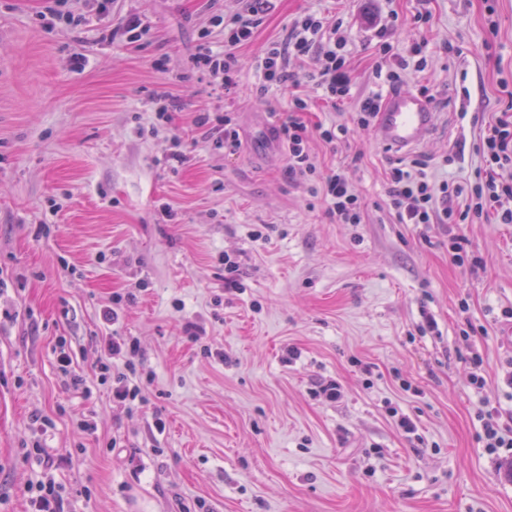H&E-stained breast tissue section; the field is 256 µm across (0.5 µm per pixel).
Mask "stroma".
Returning a JSON list of instances; mask_svg holds the SVG:
<instances>
[{"mask_svg": "<svg viewBox=\"0 0 512 512\" xmlns=\"http://www.w3.org/2000/svg\"><path fill=\"white\" fill-rule=\"evenodd\" d=\"M236 7L67 0L70 23L45 16L43 0H0V512H25L20 489L41 469L24 452L37 438L70 454L56 473L68 512H512V462L481 448L474 419L482 401L512 409V347L500 341L512 224L395 223L385 176L397 156L369 129L313 145L323 169L347 167L366 204L363 223H334L289 181L282 144L258 151L266 114L286 113L294 90L258 96L252 66L298 14L337 13L355 91L367 93L373 22L398 14L394 46L427 45L425 71L405 85L428 88L440 114L416 151L436 171L473 141V115L505 106L512 0H430L427 26L413 22L417 0H271L224 102L191 58L204 29L222 48L210 19ZM133 18L148 28L134 41ZM162 94L172 120L160 126ZM225 109L240 131L232 155L194 123ZM176 145L187 160L173 170L164 155ZM452 234L480 268L449 262ZM228 259L240 290L224 289ZM118 294L115 328L138 342L143 399L129 408L108 384L87 398L67 390L54 352L66 340L90 371ZM427 314L438 334L420 332ZM330 381L343 390L335 402L314 393ZM40 417L53 429L39 433Z\"/></svg>", "mask_w": 512, "mask_h": 512, "instance_id": "obj_1", "label": "stroma"}]
</instances>
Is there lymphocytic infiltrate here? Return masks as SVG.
I'll use <instances>...</instances> for the list:
<instances>
[{
  "instance_id": "obj_1",
  "label": "lymphocytic infiltrate",
  "mask_w": 512,
  "mask_h": 512,
  "mask_svg": "<svg viewBox=\"0 0 512 512\" xmlns=\"http://www.w3.org/2000/svg\"><path fill=\"white\" fill-rule=\"evenodd\" d=\"M238 8L227 15H216L212 24L224 28L223 50H213L209 42L198 45L194 65L208 77L216 97H231L235 79L236 49L251 41L255 29L268 9L269 0H238ZM343 19L320 13H303L288 26L286 36L265 46L255 68L260 75L261 94L284 86L307 84L319 92L325 103L354 100V124L368 127L375 120L382 101L381 92L354 97V82L346 50L348 40L342 31ZM392 26L381 25L378 60L373 77L378 85L396 88L405 75L423 72L426 60L423 44L395 49L390 41ZM310 98L293 96L287 115L276 126V134L288 150V176L326 206L327 216L339 224H359L364 219L365 204L351 187L344 169L322 174L317 170L313 141L332 144L344 139L348 127L331 123L309 125L306 114ZM472 151L479 160L472 178L431 176L427 165L418 158L400 159L386 173V197L390 214L399 224H468L491 217L499 224H512V99L499 114L481 120ZM101 359L90 374L77 372L67 352H60L57 364L67 388L85 389L88 379L111 384L112 400L120 405L139 399L141 387L133 383L134 359L138 346L134 338L119 333L101 337ZM479 440L488 454L512 447V410L501 405L481 403L475 411ZM26 456L41 465L45 479L28 484L23 494L28 512H66L62 485L54 471L67 462L66 454L44 448L33 441Z\"/></svg>"
}]
</instances>
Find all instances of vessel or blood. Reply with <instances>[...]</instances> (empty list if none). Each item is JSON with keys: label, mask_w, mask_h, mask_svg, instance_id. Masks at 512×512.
Here are the masks:
<instances>
[{"label": "vessel or blood", "mask_w": 512, "mask_h": 512, "mask_svg": "<svg viewBox=\"0 0 512 512\" xmlns=\"http://www.w3.org/2000/svg\"><path fill=\"white\" fill-rule=\"evenodd\" d=\"M438 117L433 102L420 90H393L384 98L373 135L384 147L406 153L424 144Z\"/></svg>", "instance_id": "vessel-or-blood-1"}]
</instances>
